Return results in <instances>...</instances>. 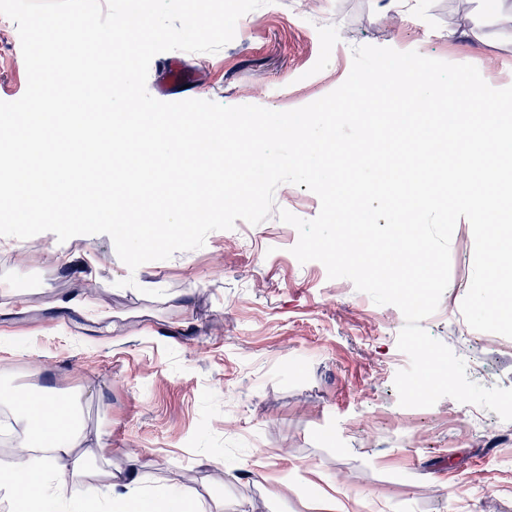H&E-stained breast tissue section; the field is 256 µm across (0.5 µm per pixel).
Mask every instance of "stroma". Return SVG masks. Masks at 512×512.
<instances>
[{
  "label": "stroma",
  "instance_id": "1",
  "mask_svg": "<svg viewBox=\"0 0 512 512\" xmlns=\"http://www.w3.org/2000/svg\"><path fill=\"white\" fill-rule=\"evenodd\" d=\"M270 0L242 16L220 51H169L149 66L157 100L203 99L275 111L305 106L348 77L363 45L414 50L449 63L483 58L480 74L512 86V42L492 25L487 0ZM16 25L0 16V100L27 87ZM178 60L194 83L162 89ZM275 210L236 220L203 247L129 270L105 234L61 243L66 262L20 264L17 238L0 242V385L79 394L105 457L124 449L158 461L159 483L186 470L223 494L227 512H512V422L445 397L404 408L395 375L401 311L378 305L318 261L299 262V239L277 212L305 219L318 197L291 183ZM466 219L451 243L450 283L422 327L467 367L470 380L512 389V338L472 329L461 305L473 272ZM296 491L272 501V479Z\"/></svg>",
  "mask_w": 512,
  "mask_h": 512
}]
</instances>
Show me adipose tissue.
Masks as SVG:
<instances>
[{
    "instance_id": "adipose-tissue-1",
    "label": "adipose tissue",
    "mask_w": 512,
    "mask_h": 512,
    "mask_svg": "<svg viewBox=\"0 0 512 512\" xmlns=\"http://www.w3.org/2000/svg\"><path fill=\"white\" fill-rule=\"evenodd\" d=\"M27 436L0 462V500L10 512H224V499L203 492L193 472L153 483L150 461L128 451L109 469L90 457L93 434L78 400L20 387L0 390Z\"/></svg>"
}]
</instances>
